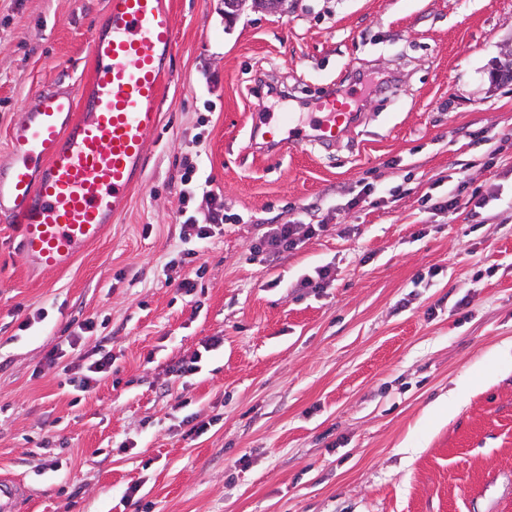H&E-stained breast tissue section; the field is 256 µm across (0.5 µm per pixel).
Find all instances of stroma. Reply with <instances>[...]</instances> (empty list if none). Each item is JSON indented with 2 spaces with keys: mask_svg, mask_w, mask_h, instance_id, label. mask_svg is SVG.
<instances>
[{
  "mask_svg": "<svg viewBox=\"0 0 512 512\" xmlns=\"http://www.w3.org/2000/svg\"><path fill=\"white\" fill-rule=\"evenodd\" d=\"M166 4L161 125L106 235L39 272L0 222V471L20 512H512V84L490 81L512 0H289L230 26L223 0ZM104 7L0 0V164L38 92L89 80ZM355 76L340 145L258 151L254 113L309 115ZM267 79L287 95L256 97ZM188 160L211 191L187 201ZM457 191L481 205L433 209ZM219 202L198 272L179 218ZM289 222L320 230L256 252ZM322 266L330 285L302 288ZM102 336L112 368L79 392ZM187 415L208 430L185 436ZM269 225L259 238L258 251H264L269 255H276L285 251L297 249L305 240L315 236L320 230L319 225L314 224H265ZM317 226V229L316 227Z\"/></svg>",
  "mask_w": 512,
  "mask_h": 512,
  "instance_id": "1",
  "label": "stroma"
}]
</instances>
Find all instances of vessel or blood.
Listing matches in <instances>:
<instances>
[{
	"mask_svg": "<svg viewBox=\"0 0 512 512\" xmlns=\"http://www.w3.org/2000/svg\"><path fill=\"white\" fill-rule=\"evenodd\" d=\"M164 0H106L89 40L86 85L40 91L8 128L10 161L0 166V220L19 226L18 248L38 270L62 269L99 241L144 174L147 141L161 123V83L174 52ZM308 124L291 115L267 125L275 154L315 142L340 143L356 117V89L320 90ZM22 485L0 475V512Z\"/></svg>",
	"mask_w": 512,
	"mask_h": 512,
	"instance_id": "b4317fda",
	"label": "vessel or blood"
}]
</instances>
